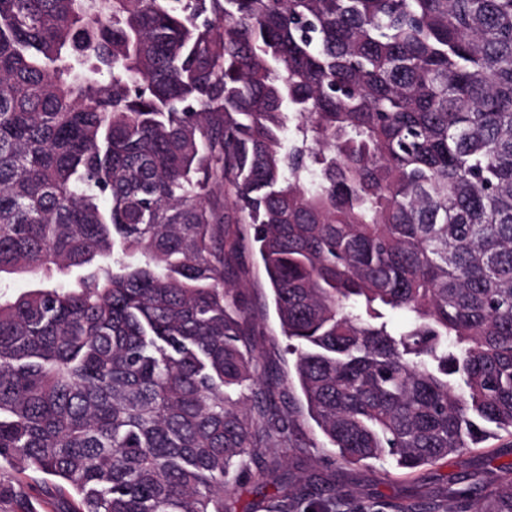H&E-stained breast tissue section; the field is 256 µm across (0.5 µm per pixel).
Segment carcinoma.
<instances>
[{"label":"carcinoma","instance_id":"cac0c4a2","mask_svg":"<svg viewBox=\"0 0 512 512\" xmlns=\"http://www.w3.org/2000/svg\"><path fill=\"white\" fill-rule=\"evenodd\" d=\"M232 224L339 465L512 436V0H0V459L65 512L338 498L257 461Z\"/></svg>","mask_w":512,"mask_h":512}]
</instances>
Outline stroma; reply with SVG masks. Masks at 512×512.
Masks as SVG:
<instances>
[{"mask_svg": "<svg viewBox=\"0 0 512 512\" xmlns=\"http://www.w3.org/2000/svg\"><path fill=\"white\" fill-rule=\"evenodd\" d=\"M241 260L247 269L242 284L256 318L254 342L266 377L288 388L293 398L289 410L298 421L299 449L285 457L283 474L310 482L335 483L342 493L356 501L386 502L423 500L446 503L448 496L460 488L462 476H471L484 494H491L512 477V451L487 441L481 448H465L448 460L427 466L410 474L395 466L392 460L373 461L362 466L341 467L335 450L309 417L295 374V356L287 348L271 301L269 284L260 262L250 251ZM30 472L8 464L0 465V512H56L53 499L33 489Z\"/></svg>", "mask_w": 512, "mask_h": 512, "instance_id": "obj_1", "label": "stroma"}]
</instances>
